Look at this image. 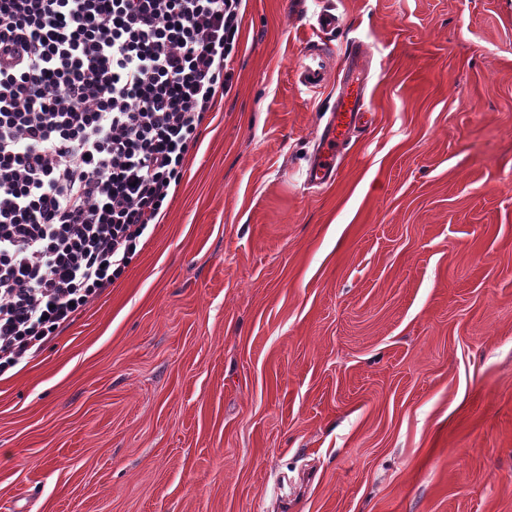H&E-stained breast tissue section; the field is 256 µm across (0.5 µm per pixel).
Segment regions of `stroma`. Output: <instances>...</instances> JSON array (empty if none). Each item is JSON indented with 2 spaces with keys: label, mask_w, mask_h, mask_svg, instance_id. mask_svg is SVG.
<instances>
[{
  "label": "stroma",
  "mask_w": 512,
  "mask_h": 512,
  "mask_svg": "<svg viewBox=\"0 0 512 512\" xmlns=\"http://www.w3.org/2000/svg\"><path fill=\"white\" fill-rule=\"evenodd\" d=\"M353 43L374 120L310 187ZM232 66L143 249L0 366V512H512V0H247ZM298 80L307 89L321 88L330 78L325 53L302 54L297 67Z\"/></svg>",
  "instance_id": "35a3bbf8"
}]
</instances>
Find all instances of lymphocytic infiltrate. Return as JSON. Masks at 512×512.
Masks as SVG:
<instances>
[{
    "mask_svg": "<svg viewBox=\"0 0 512 512\" xmlns=\"http://www.w3.org/2000/svg\"><path fill=\"white\" fill-rule=\"evenodd\" d=\"M246 0H0V363L122 275L179 184Z\"/></svg>",
    "mask_w": 512,
    "mask_h": 512,
    "instance_id": "f902f5d3",
    "label": "lymphocytic infiltrate"
}]
</instances>
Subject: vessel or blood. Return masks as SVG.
I'll list each match as a JSON object with an SVG mask.
<instances>
[{"label": "vessel or blood", "mask_w": 512, "mask_h": 512, "mask_svg": "<svg viewBox=\"0 0 512 512\" xmlns=\"http://www.w3.org/2000/svg\"><path fill=\"white\" fill-rule=\"evenodd\" d=\"M297 74L304 87H322L331 75L325 54L311 51L302 54ZM371 119L363 89L345 84L338 96L335 112L317 137V152L306 175L307 184L323 186L335 181L343 152L353 132Z\"/></svg>", "instance_id": "b4317fda"}]
</instances>
